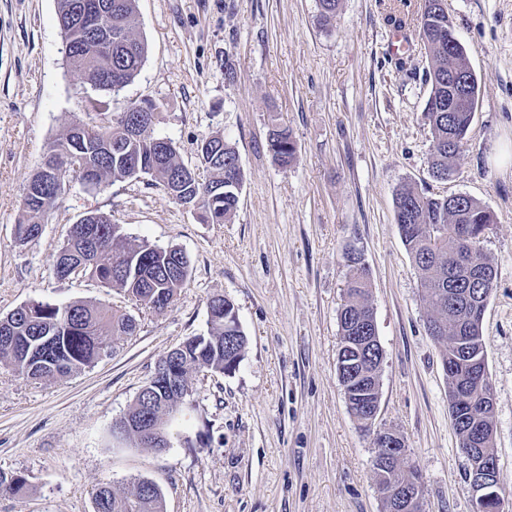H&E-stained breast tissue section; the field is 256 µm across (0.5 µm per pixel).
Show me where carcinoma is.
<instances>
[{"mask_svg": "<svg viewBox=\"0 0 512 512\" xmlns=\"http://www.w3.org/2000/svg\"><path fill=\"white\" fill-rule=\"evenodd\" d=\"M106 24L112 28V50L99 49L95 36L72 27L75 0H58V23L62 40L73 45L74 53L93 59L89 67L77 64V73L95 88L116 92L140 72L147 48L136 34V0H109ZM417 28L431 57L426 72L430 86L425 118L433 139L430 170L434 177L451 179L456 174L466 133L473 122L478 102V80L470 67L467 51L455 36L442 0H423ZM142 109L144 122L139 138L123 137V122L96 128L83 123L67 127L49 146L40 166L30 177L16 224V239L26 244L38 238L40 220L56 204L70 175L82 180L93 175L97 181L128 179L126 159L136 157L147 167L146 174L159 178L168 194L180 202L186 198L199 203L201 220L222 224L235 212L243 186V169L237 166L239 155L224 136L206 139L212 146L224 148V161L207 167L209 181L203 185L183 177L187 169L174 145L157 151L159 137L152 131L158 108L153 102L132 105ZM268 146L275 160L288 166L296 155V143L287 129L276 128L269 134ZM395 220L403 242L420 275L423 297L430 308L427 328L438 329L436 340L445 345L442 362L458 358L456 336H475L468 347V358L484 355L482 332L476 322L485 307L478 305L482 295L493 292L489 284L473 280L495 272L492 260L477 242L493 215L480 202L467 195L436 198L404 185L396 192ZM90 223L98 229L92 239L71 229L59 249L54 273L65 279L84 274L107 288H116L143 302L156 314L165 311L185 288L191 268L190 258L177 247L159 248L147 242L134 246L122 244L120 227L101 214ZM463 226L470 236L459 241L448 231ZM466 255L470 265L453 264L449 256ZM352 269L345 288V299L338 311L340 346L351 342L352 323L372 311L370 279L366 271L350 259ZM223 306L208 320V331L186 338L182 355L175 364L182 386L189 385L193 372H234L244 357L247 338L236 317L233 303L222 299ZM136 320L129 314L100 303L76 301L57 304L30 301L0 317V364L19 376L32 380L67 376L92 366L112 348L114 340L135 332ZM362 376L380 386L381 366L373 353L362 365ZM171 396L153 385L138 394L124 419L140 422L151 418L164 422V430L177 431L180 418ZM453 427L460 435L473 429L483 454L492 456L493 410L470 414L458 409ZM29 489L20 472L0 471V493L23 495ZM95 512H164L159 488L140 480L133 492L117 496L109 485H101L94 498Z\"/></svg>", "mask_w": 512, "mask_h": 512, "instance_id": "1", "label": "carcinoma"}]
</instances>
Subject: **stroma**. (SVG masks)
<instances>
[{
	"mask_svg": "<svg viewBox=\"0 0 512 512\" xmlns=\"http://www.w3.org/2000/svg\"><path fill=\"white\" fill-rule=\"evenodd\" d=\"M421 0H341L329 25L318 0H137L147 45L137 77L89 110L100 90L67 65L58 0H0V315L32 300L89 301L137 321L94 366L33 381L0 367V470L27 476L0 512H94V494L149 480L165 512H383L374 434H399L422 477L426 512H472L467 461L442 368L426 330L419 274L395 221L397 189L463 194L493 214L479 242L496 270L483 320L494 386L498 483L512 495V0H446L478 78V109L458 172L433 179L424 117L430 61L415 19ZM407 47L395 49V19ZM232 79H225V71ZM159 106L154 133L189 168L221 134L244 172L224 224L150 176L90 188L70 182L40 238L15 236L27 182L48 144L73 122L108 126L128 106ZM297 145L281 167L268 133ZM90 212L118 224L126 244L183 249L191 279L164 313L99 281L58 279L56 253ZM359 258L385 358L373 427L349 412L336 373L337 314ZM230 299L248 338L231 374H191L195 406L170 448L116 449L111 429L158 360L208 330L207 302Z\"/></svg>",
	"mask_w": 512,
	"mask_h": 512,
	"instance_id": "1",
	"label": "stroma"
}]
</instances>
